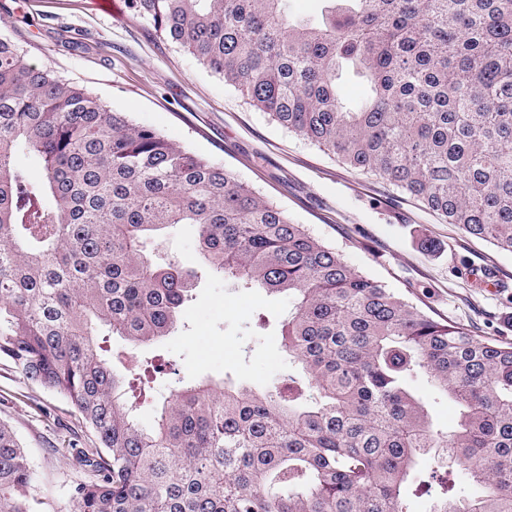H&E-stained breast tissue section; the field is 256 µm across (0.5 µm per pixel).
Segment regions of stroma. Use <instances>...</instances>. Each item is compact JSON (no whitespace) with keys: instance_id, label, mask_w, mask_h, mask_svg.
<instances>
[{"instance_id":"stroma-1","label":"stroma","mask_w":512,"mask_h":512,"mask_svg":"<svg viewBox=\"0 0 512 512\" xmlns=\"http://www.w3.org/2000/svg\"><path fill=\"white\" fill-rule=\"evenodd\" d=\"M93 2L0 0V31L32 63L231 169L357 271L434 319L512 343V253L443 222L401 189L342 165L255 111L221 77L129 12L110 16ZM149 249L200 274L182 327L142 350L174 365L158 374L153 395L206 376L260 390L287 377L293 369L281 336L292 308L287 295L240 288L203 270L193 225L166 229ZM260 315L262 328L255 322ZM1 420L29 453L47 493L44 512H70V490L81 478L73 450L95 447L93 432L64 399L3 360Z\"/></svg>"}]
</instances>
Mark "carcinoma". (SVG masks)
Masks as SVG:
<instances>
[{
    "instance_id": "carcinoma-1",
    "label": "carcinoma",
    "mask_w": 512,
    "mask_h": 512,
    "mask_svg": "<svg viewBox=\"0 0 512 512\" xmlns=\"http://www.w3.org/2000/svg\"><path fill=\"white\" fill-rule=\"evenodd\" d=\"M126 0L247 103L465 233L512 251V0ZM365 79L344 102L336 69ZM35 158L34 177L15 162ZM195 226L202 264L286 294L288 374L264 390L211 377L136 414L149 376L99 341L177 327L194 273L147 241ZM0 360L66 399L99 446L71 512H512V345L474 336L355 270L212 159L31 63L0 34ZM457 404L445 431L414 381ZM437 451L428 475L420 464ZM43 494L0 421V512Z\"/></svg>"
}]
</instances>
